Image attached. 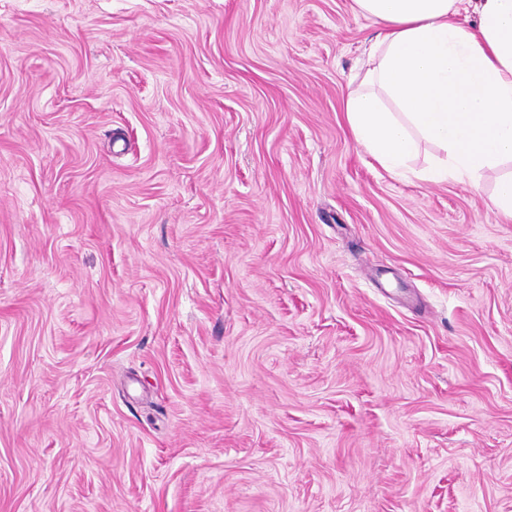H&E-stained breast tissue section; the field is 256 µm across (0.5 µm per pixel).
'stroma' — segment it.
<instances>
[{
	"label": "stroma",
	"mask_w": 512,
	"mask_h": 512,
	"mask_svg": "<svg viewBox=\"0 0 512 512\" xmlns=\"http://www.w3.org/2000/svg\"><path fill=\"white\" fill-rule=\"evenodd\" d=\"M352 0H0V512H512V222L343 105Z\"/></svg>",
	"instance_id": "35a3bbf8"
}]
</instances>
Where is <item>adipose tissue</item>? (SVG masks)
I'll return each instance as SVG.
<instances>
[{"instance_id": "obj_1", "label": "adipose tissue", "mask_w": 512, "mask_h": 512, "mask_svg": "<svg viewBox=\"0 0 512 512\" xmlns=\"http://www.w3.org/2000/svg\"><path fill=\"white\" fill-rule=\"evenodd\" d=\"M380 28L344 101L356 142L402 172L419 140L445 152L423 180L478 185L512 161V0H352ZM473 12L476 26L461 23Z\"/></svg>"}]
</instances>
